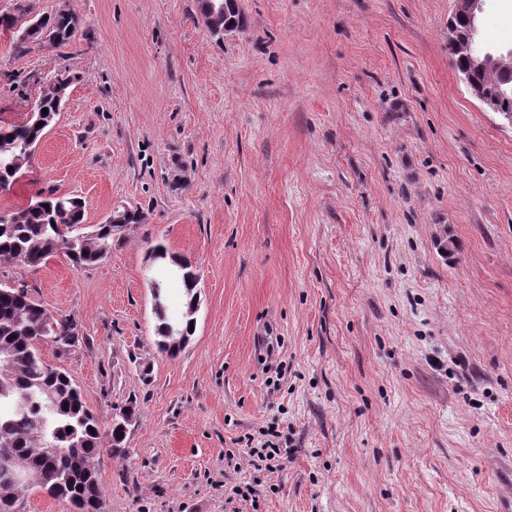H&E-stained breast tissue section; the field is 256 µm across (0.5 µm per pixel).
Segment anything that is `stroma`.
<instances>
[{"label":"stroma","instance_id":"obj_1","mask_svg":"<svg viewBox=\"0 0 512 512\" xmlns=\"http://www.w3.org/2000/svg\"><path fill=\"white\" fill-rule=\"evenodd\" d=\"M34 4L79 26L24 54L0 30V125L71 84L0 210L144 215L96 266L0 265L76 321L40 351L102 425L135 406L104 512H512V125L457 73L454 0H240L220 40L196 0ZM475 45L512 50V0ZM158 243L199 274L173 359ZM156 317L157 324L155 326V344L161 353H165L167 356L174 358L178 353H180L183 346L180 348L170 347L164 341H166L168 337L170 339V344L179 345L183 340V336L179 333L176 325L169 326L167 336V326L170 323L167 312L165 315H156Z\"/></svg>","mask_w":512,"mask_h":512}]
</instances>
